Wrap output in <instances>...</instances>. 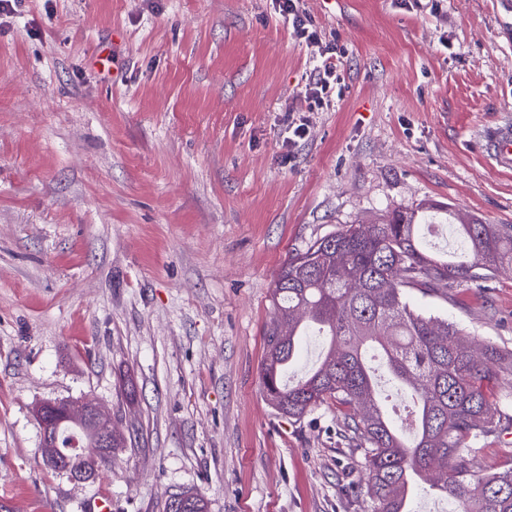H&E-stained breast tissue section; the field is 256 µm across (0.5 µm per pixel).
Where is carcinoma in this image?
Returning a JSON list of instances; mask_svg holds the SVG:
<instances>
[{
  "mask_svg": "<svg viewBox=\"0 0 512 512\" xmlns=\"http://www.w3.org/2000/svg\"><path fill=\"white\" fill-rule=\"evenodd\" d=\"M460 249L432 254L423 247L433 222L395 211L380 224H350L292 255L273 283L274 317L265 331L263 392L279 413L300 419L330 401L344 408V425L364 458L370 512H408L405 493L431 483L459 512H512V467L477 474L474 444L492 432L498 413L505 354L496 345L480 353L452 322L426 316L403 289L434 291L477 282L512 269V225L464 220L446 207ZM328 341L324 357L304 376L286 382L302 336ZM406 394L405 425L380 397L376 372ZM98 425L59 420L56 446L45 455L53 470L87 477L112 452L80 455ZM165 512H207L204 498L181 493Z\"/></svg>",
  "mask_w": 512,
  "mask_h": 512,
  "instance_id": "cac0c4a2",
  "label": "carcinoma"
}]
</instances>
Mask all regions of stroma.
Masks as SVG:
<instances>
[{"label":"stroma","mask_w":512,"mask_h":512,"mask_svg":"<svg viewBox=\"0 0 512 512\" xmlns=\"http://www.w3.org/2000/svg\"><path fill=\"white\" fill-rule=\"evenodd\" d=\"M17 0L0 13V506L367 512L336 404L267 403L283 263L347 224L431 204L512 225V172L478 135L512 119L501 0ZM332 106L305 83L327 48ZM308 132L295 147L289 120ZM466 341L512 352V271L406 289ZM480 473L512 459V375ZM87 398L126 442L81 482L46 466L35 415ZM279 13L287 17L293 29L306 41H317L318 35L315 30H310L308 20L300 11L299 0H276ZM166 512H206V502L201 495L193 493H180L178 499H167Z\"/></svg>","instance_id":"obj_1"}]
</instances>
